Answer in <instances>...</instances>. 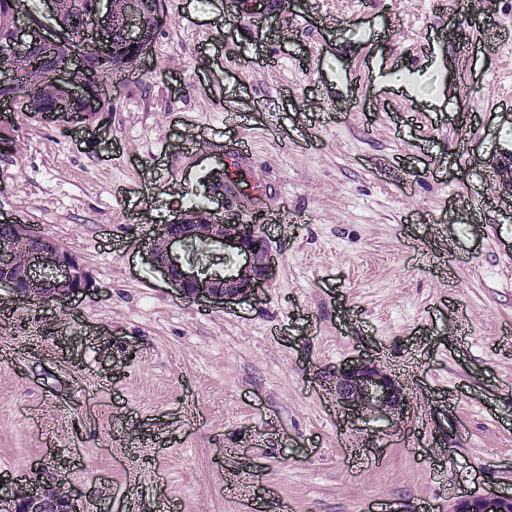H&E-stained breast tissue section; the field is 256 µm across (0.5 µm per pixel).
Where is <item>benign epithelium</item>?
<instances>
[{"instance_id": "7a95c632", "label": "benign epithelium", "mask_w": 512, "mask_h": 512, "mask_svg": "<svg viewBox=\"0 0 512 512\" xmlns=\"http://www.w3.org/2000/svg\"><path fill=\"white\" fill-rule=\"evenodd\" d=\"M47 19L28 17L14 20L7 41L0 52L42 67L56 52L71 49L66 62L50 67L48 78L66 90L69 102L47 107L34 95L26 105L41 115L93 116L101 111L103 80L93 74L106 67L108 48L119 33L139 56L147 49L152 33L142 25V0H130L123 23H112L110 0H49ZM77 10L95 21L91 31L82 34L83 46L72 48L75 32L63 22L62 13ZM159 248H150L153 266L178 290V295L200 303L241 300L255 296L275 274V261L268 239L256 224L240 221L216 223L211 211L204 210L178 222L163 224L157 232ZM206 241L224 249L234 261L217 267L212 259L196 254V244ZM20 258L30 270L24 283L14 278L9 266L0 265V288L23 303L64 302L95 288L80 258L64 248L42 230L21 221L0 223V257ZM336 388L340 399L351 410H397L404 406L405 396L398 386L374 366L358 362L337 373ZM48 496L55 512H77L79 495L71 487L54 483L41 494L26 498V512H42V496ZM453 512H512V498L493 493L464 496Z\"/></svg>"}]
</instances>
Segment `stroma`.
<instances>
[{"label":"stroma","instance_id":"35a3bbf8","mask_svg":"<svg viewBox=\"0 0 512 512\" xmlns=\"http://www.w3.org/2000/svg\"><path fill=\"white\" fill-rule=\"evenodd\" d=\"M161 12L135 79L103 83L97 115L0 101L16 140L0 220L45 229L95 284L47 308L0 290V342L20 354L0 361V476L68 482L86 512H125L132 480L139 512L163 496L180 512H244L224 494L230 476L259 482L261 512L512 497V111L498 106L512 100V41L457 54L448 0H291L283 32L225 26L222 0H161ZM461 87L472 111L455 107ZM239 142L273 206L307 220L263 225L277 273L257 299L188 301L143 241L177 209H220L207 181ZM490 165L500 181L484 180ZM482 196L502 206L494 221L469 205ZM357 359L395 380L403 410L332 397Z\"/></svg>","mask_w":512,"mask_h":512}]
</instances>
